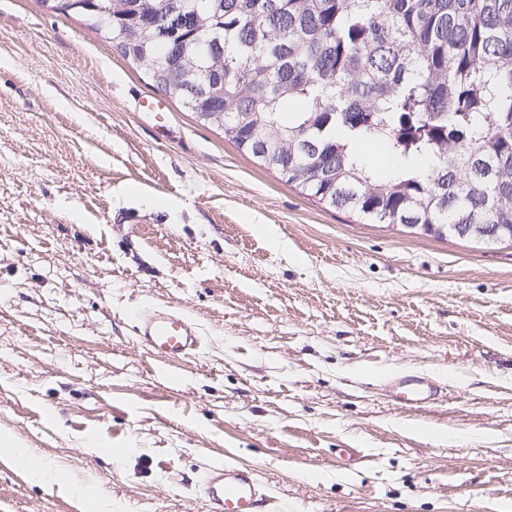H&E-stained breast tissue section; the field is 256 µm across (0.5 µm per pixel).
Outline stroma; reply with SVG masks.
<instances>
[{
    "label": "stroma",
    "instance_id": "35a3bbf8",
    "mask_svg": "<svg viewBox=\"0 0 512 512\" xmlns=\"http://www.w3.org/2000/svg\"><path fill=\"white\" fill-rule=\"evenodd\" d=\"M149 304L202 351L152 356ZM402 371L445 398L399 404ZM1 435L0 512H206L226 460L285 512H512V245L360 223L82 18L0 0ZM133 320L140 344L168 362L194 357L204 344L198 324L182 312L147 305Z\"/></svg>",
    "mask_w": 512,
    "mask_h": 512
}]
</instances>
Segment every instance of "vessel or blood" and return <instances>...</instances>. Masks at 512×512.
Listing matches in <instances>:
<instances>
[{
	"label": "vessel or blood",
	"mask_w": 512,
	"mask_h": 512,
	"mask_svg": "<svg viewBox=\"0 0 512 512\" xmlns=\"http://www.w3.org/2000/svg\"><path fill=\"white\" fill-rule=\"evenodd\" d=\"M137 338L154 355L175 362L196 356L204 344L198 324L185 314L160 306H145L133 315ZM387 386L409 406L428 407L442 398L439 384L419 372L392 377ZM196 491L208 512H272L268 491L255 469L230 463H209L201 469Z\"/></svg>",
	"instance_id": "obj_1"
}]
</instances>
